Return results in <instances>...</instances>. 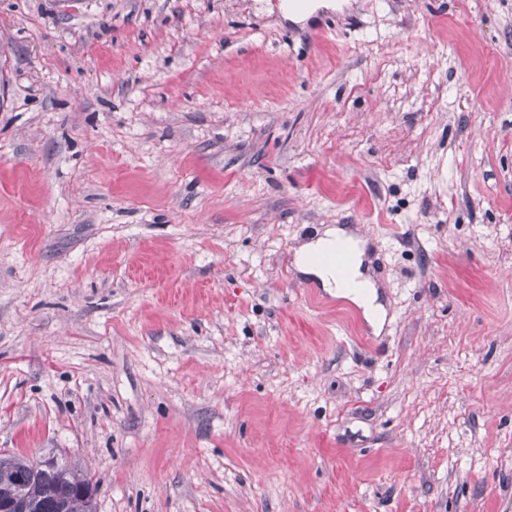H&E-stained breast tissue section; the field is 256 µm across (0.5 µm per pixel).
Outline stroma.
<instances>
[{
    "mask_svg": "<svg viewBox=\"0 0 512 512\" xmlns=\"http://www.w3.org/2000/svg\"><path fill=\"white\" fill-rule=\"evenodd\" d=\"M367 238L387 308L294 265ZM97 512H512V0H0V454ZM339 245L347 246L353 258L344 276L331 266L312 261L313 256ZM365 255L366 241L344 227L328 226L316 238L299 246L296 262L300 271L319 283L326 292L361 308L368 324L378 332L385 321L386 308L379 298L378 283L362 270Z\"/></svg>",
    "mask_w": 512,
    "mask_h": 512,
    "instance_id": "obj_1",
    "label": "stroma"
}]
</instances>
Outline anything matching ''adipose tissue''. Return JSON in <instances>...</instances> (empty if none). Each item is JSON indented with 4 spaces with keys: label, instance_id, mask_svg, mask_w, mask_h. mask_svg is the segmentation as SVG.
Here are the masks:
<instances>
[{
    "label": "adipose tissue",
    "instance_id": "adipose-tissue-1",
    "mask_svg": "<svg viewBox=\"0 0 512 512\" xmlns=\"http://www.w3.org/2000/svg\"><path fill=\"white\" fill-rule=\"evenodd\" d=\"M344 245L352 252V262L346 274H339L333 267L316 263L315 255ZM366 243L352 231L340 227H326L316 238L299 246L296 262L300 271L320 284L329 294L348 300L361 308L374 330H381L386 308L379 298L378 283L363 269Z\"/></svg>",
    "mask_w": 512,
    "mask_h": 512
}]
</instances>
